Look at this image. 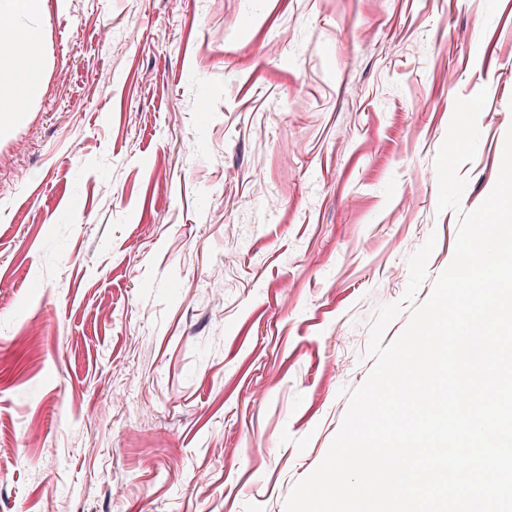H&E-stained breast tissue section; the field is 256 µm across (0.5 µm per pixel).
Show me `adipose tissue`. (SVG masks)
Here are the masks:
<instances>
[{
    "label": "adipose tissue",
    "mask_w": 512,
    "mask_h": 512,
    "mask_svg": "<svg viewBox=\"0 0 512 512\" xmlns=\"http://www.w3.org/2000/svg\"><path fill=\"white\" fill-rule=\"evenodd\" d=\"M42 40L30 28H0V129L21 119L24 104L39 92Z\"/></svg>",
    "instance_id": "ef3b65f1"
}]
</instances>
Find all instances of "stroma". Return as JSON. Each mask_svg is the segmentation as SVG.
I'll return each mask as SVG.
<instances>
[{"mask_svg": "<svg viewBox=\"0 0 512 512\" xmlns=\"http://www.w3.org/2000/svg\"><path fill=\"white\" fill-rule=\"evenodd\" d=\"M38 24L42 92L0 134V512H285L409 257L436 235L388 342L453 258L431 171L483 88L463 210L497 181L512 0H50Z\"/></svg>", "mask_w": 512, "mask_h": 512, "instance_id": "obj_1", "label": "stroma"}]
</instances>
